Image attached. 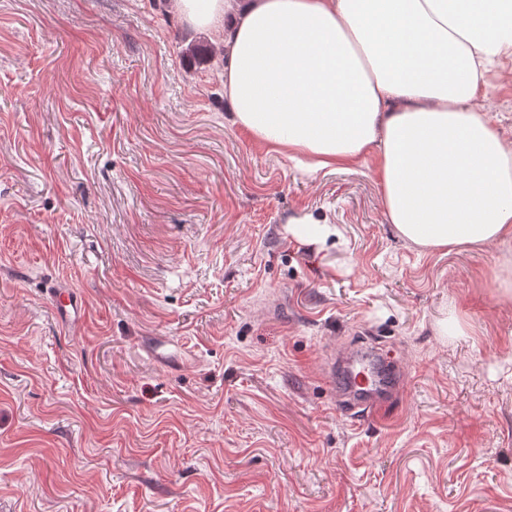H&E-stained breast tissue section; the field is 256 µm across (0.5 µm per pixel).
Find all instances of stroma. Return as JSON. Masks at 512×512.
<instances>
[{
    "label": "stroma",
    "instance_id": "1",
    "mask_svg": "<svg viewBox=\"0 0 512 512\" xmlns=\"http://www.w3.org/2000/svg\"><path fill=\"white\" fill-rule=\"evenodd\" d=\"M222 42L171 0H0V512H512L500 247L420 251L374 158L308 176L232 126L223 56L181 55ZM480 94L512 139V58ZM354 345L407 373L357 421ZM288 232L300 243L315 245L320 249H324L330 238L337 235L336 227L332 224L321 223L312 218H306L300 222L289 224ZM47 292L60 322L74 326L81 321L83 300L70 287L54 285Z\"/></svg>",
    "mask_w": 512,
    "mask_h": 512
}]
</instances>
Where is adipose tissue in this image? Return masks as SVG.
Returning <instances> with one entry per match:
<instances>
[{
  "label": "adipose tissue",
  "instance_id": "ef3b65f1",
  "mask_svg": "<svg viewBox=\"0 0 512 512\" xmlns=\"http://www.w3.org/2000/svg\"><path fill=\"white\" fill-rule=\"evenodd\" d=\"M224 35L231 125L315 173L375 155L381 205L424 250L512 243V140L479 91L512 0H173Z\"/></svg>",
  "mask_w": 512,
  "mask_h": 512
}]
</instances>
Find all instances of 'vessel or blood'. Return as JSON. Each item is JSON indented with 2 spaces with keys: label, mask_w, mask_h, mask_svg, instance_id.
<instances>
[{
  "label": "vessel or blood",
  "mask_w": 512,
  "mask_h": 512,
  "mask_svg": "<svg viewBox=\"0 0 512 512\" xmlns=\"http://www.w3.org/2000/svg\"><path fill=\"white\" fill-rule=\"evenodd\" d=\"M48 294L60 322L72 326L80 321L83 301L70 287L54 285ZM340 364L341 371L331 372L330 377L350 418L381 409L391 396L404 390V373L385 371L372 354L355 352L343 357Z\"/></svg>",
  "instance_id": "b4317fda"
}]
</instances>
